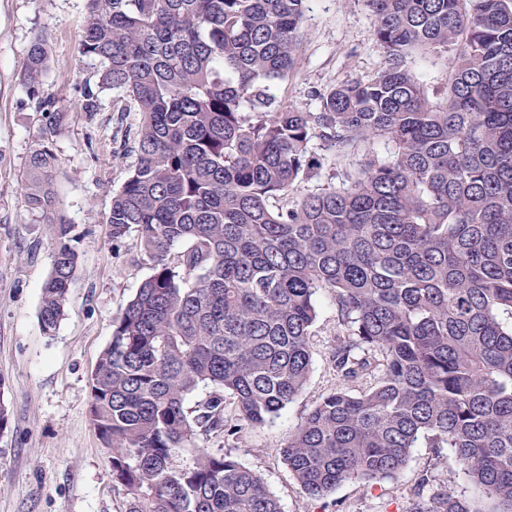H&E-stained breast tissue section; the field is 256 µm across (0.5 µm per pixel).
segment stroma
Here are the masks:
<instances>
[{
  "instance_id": "obj_1",
  "label": "stroma",
  "mask_w": 512,
  "mask_h": 512,
  "mask_svg": "<svg viewBox=\"0 0 512 512\" xmlns=\"http://www.w3.org/2000/svg\"><path fill=\"white\" fill-rule=\"evenodd\" d=\"M87 0H0V512H123L125 492L112 481L109 453L91 422L90 376L112 336L113 322L151 269L136 235L112 245L108 215L113 192L128 179L141 114L126 95L107 90L100 109L77 107L81 89L96 85L100 63L77 58V32ZM303 40L293 70L273 92L281 105L319 109L317 93L374 78L385 55L375 41L363 0H307ZM47 35L51 60L45 95L67 106L69 125L52 148L59 159L53 189L68 223L80 267L55 337L43 335L38 310L51 268L46 225L25 208L21 178L36 143L41 116L23 83L27 50ZM318 169L300 174L286 199L295 204L317 188L340 183L346 170L333 151L314 146ZM336 308L319 298L311 329L313 368L302 392L264 425L239 438L207 440L260 473L282 512H406L422 473L435 485L477 497L451 449L418 447L394 480L366 486L347 482L327 497L306 495L278 450L310 408L342 383L329 354L336 342Z\"/></svg>"
}]
</instances>
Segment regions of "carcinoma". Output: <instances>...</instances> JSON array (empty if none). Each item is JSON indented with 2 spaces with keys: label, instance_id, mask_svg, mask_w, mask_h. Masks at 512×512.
I'll return each mask as SVG.
<instances>
[{
  "label": "carcinoma",
  "instance_id": "cac0c4a2",
  "mask_svg": "<svg viewBox=\"0 0 512 512\" xmlns=\"http://www.w3.org/2000/svg\"><path fill=\"white\" fill-rule=\"evenodd\" d=\"M305 3L87 0L77 54L143 116L112 241L136 233L152 269L91 375L112 481L125 512H281L261 474L198 440L234 438L303 392L329 293L333 368L347 384L378 378L326 394L288 433L279 455L301 489L394 479L424 442L512 512V0H364L385 65L319 95L318 112L272 94L295 66ZM418 51L451 56L433 89L410 71ZM47 67L39 36L23 82L42 123L22 183L53 239L38 311L53 337L79 256L53 190L68 109L43 95ZM314 139L385 153L273 208ZM183 448L197 449L191 467L173 462ZM407 512L484 510L444 488Z\"/></svg>",
  "mask_w": 512,
  "mask_h": 512
}]
</instances>
